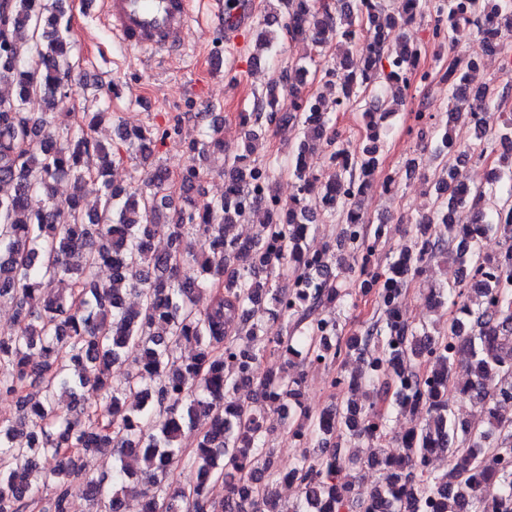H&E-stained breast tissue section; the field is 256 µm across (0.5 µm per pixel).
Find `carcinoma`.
<instances>
[{
    "mask_svg": "<svg viewBox=\"0 0 512 512\" xmlns=\"http://www.w3.org/2000/svg\"><path fill=\"white\" fill-rule=\"evenodd\" d=\"M402 12H385L380 0H275L264 15L261 45L269 49L279 30L292 40L321 48L347 42L361 66L344 67L327 84L336 98L304 94L309 69L284 67L251 112L239 114L243 138L224 161V195L175 205L171 173L155 163L151 129L120 137L139 156V184L111 179L121 155L89 134L105 116L84 112L74 129H51L49 111L72 89L69 22L64 0H0V76L16 87L0 97V303L15 308L17 329L0 337V397L16 407L0 420V512H73L75 499L89 512H120L131 463L140 464L141 496L148 512H488L482 489L498 485L501 508H512V469L500 464L512 452V415L500 409L512 400V222L497 214L512 208V115L488 136L477 126L476 157L495 155L500 171L486 185L459 195L447 180L435 184L433 217L415 225L385 268H371L383 237L357 206L365 183L383 163L386 129L376 116L393 113L376 94L381 83L407 86L420 69L421 51L390 32L426 15L433 36L452 45L462 24L478 27L480 42L492 45L512 32V0H401ZM448 83L454 120L470 119L490 99L472 95L467 78L450 60ZM371 100L365 140L358 146L335 129L334 113ZM302 125L288 169L296 193L285 204L271 190L272 171L253 158L255 142L283 123ZM223 148L217 137L187 144L189 164L179 173L183 190L199 182V157ZM327 151L336 174L322 180L307 170L306 154ZM70 180L99 184L93 207L77 193L59 201L54 185ZM311 197L323 215L352 227L345 247L358 292L338 283L335 248L306 247L312 228ZM261 213L255 239L229 237L230 228ZM493 231L504 242L494 258L480 250ZM165 236L168 247L152 248ZM215 244L198 255L192 237ZM449 253L458 276L429 289L432 307L444 319L431 332L414 327L400 310L403 287L440 253ZM111 265L112 278L97 270ZM192 266L188 277L184 268ZM67 283L68 288L55 287ZM134 293L139 308L124 305ZM209 295L206 309L198 298ZM371 297L380 316L345 335L323 309L338 301L357 305ZM195 344L190 358L182 347ZM380 356L359 373L336 371L338 389L362 392L366 404L348 400L311 415L302 408L303 374L288 367L295 359L332 365L341 357L364 358L372 345ZM284 366L262 373L265 355ZM467 354L472 378L462 393L486 422L466 427L448 408L451 370ZM243 385L259 397L239 400ZM97 392L93 403L80 391ZM391 401L415 424L389 453L381 406ZM305 451L291 468L301 494L291 507L279 503L283 474L273 466L269 416ZM197 431L196 447L181 445L184 429ZM376 448L382 481L373 489L341 483L343 467L356 458L345 448ZM109 450L112 472L76 489L82 457ZM433 455L448 457V470L429 467ZM51 456L47 471L39 459ZM193 480L171 488L180 466ZM230 491L221 501L207 496L211 482Z\"/></svg>",
    "mask_w": 512,
    "mask_h": 512,
    "instance_id": "carcinoma-1",
    "label": "carcinoma"
}]
</instances>
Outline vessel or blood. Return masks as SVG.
Wrapping results in <instances>:
<instances>
[{
    "mask_svg": "<svg viewBox=\"0 0 512 512\" xmlns=\"http://www.w3.org/2000/svg\"><path fill=\"white\" fill-rule=\"evenodd\" d=\"M100 13L113 38L126 49L142 55L178 53L185 48L191 17V0H89ZM207 21L224 35L226 47L239 43L250 27L251 0L227 7L226 0H204Z\"/></svg>",
    "mask_w": 512,
    "mask_h": 512,
    "instance_id": "vessel-or-blood-1",
    "label": "vessel or blood"
}]
</instances>
